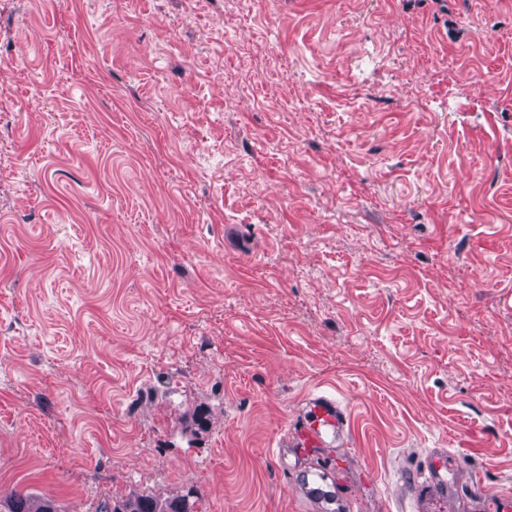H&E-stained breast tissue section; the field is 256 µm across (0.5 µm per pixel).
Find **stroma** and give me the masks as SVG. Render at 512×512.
Masks as SVG:
<instances>
[{
  "label": "stroma",
  "mask_w": 512,
  "mask_h": 512,
  "mask_svg": "<svg viewBox=\"0 0 512 512\" xmlns=\"http://www.w3.org/2000/svg\"><path fill=\"white\" fill-rule=\"evenodd\" d=\"M439 449L512 495V0H0V490L413 512ZM347 413L330 394L311 395L304 403V418L287 443L293 448H324L341 436ZM331 478L334 481L333 476H327L321 472H306L301 480H300V489L301 491L315 500H319L318 503L321 504L322 510L334 511L335 508H331L330 506L333 504L332 497L331 498H323L320 496V483L327 482V480Z\"/></svg>",
  "instance_id": "1"
}]
</instances>
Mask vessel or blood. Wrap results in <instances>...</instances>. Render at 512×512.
Segmentation results:
<instances>
[{"label": "vessel or blood", "instance_id": "1", "mask_svg": "<svg viewBox=\"0 0 512 512\" xmlns=\"http://www.w3.org/2000/svg\"><path fill=\"white\" fill-rule=\"evenodd\" d=\"M347 427V413L329 394L309 396L304 404V418L288 443L295 448H323L329 441L341 436ZM326 476L321 472H306L300 480V489L308 497L319 500L323 512H328L332 501L321 497L319 489ZM411 492L418 506L416 512H442L454 487L448 481L443 460H435L413 480Z\"/></svg>", "mask_w": 512, "mask_h": 512}]
</instances>
